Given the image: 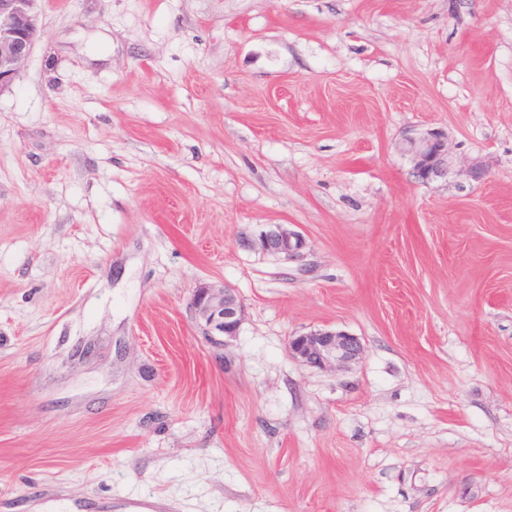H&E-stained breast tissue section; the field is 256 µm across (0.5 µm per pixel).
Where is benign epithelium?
Returning <instances> with one entry per match:
<instances>
[{"mask_svg":"<svg viewBox=\"0 0 512 512\" xmlns=\"http://www.w3.org/2000/svg\"><path fill=\"white\" fill-rule=\"evenodd\" d=\"M40 0H0V91L15 80L22 61L30 54L39 32ZM401 149L412 163L413 173L423 182L448 177L451 161L448 132L431 129L408 134ZM261 249L287 260L303 256L306 240L281 224H269L258 235ZM190 308L202 333L215 341L238 334L244 307L228 288L201 284L193 291ZM359 337L343 330L317 329L288 338V354L305 366L324 370L359 358Z\"/></svg>","mask_w":512,"mask_h":512,"instance_id":"7a95c632","label":"benign epithelium"}]
</instances>
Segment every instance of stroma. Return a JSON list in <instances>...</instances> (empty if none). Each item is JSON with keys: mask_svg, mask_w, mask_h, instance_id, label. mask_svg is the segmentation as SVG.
I'll list each match as a JSON object with an SVG mask.
<instances>
[{"mask_svg": "<svg viewBox=\"0 0 512 512\" xmlns=\"http://www.w3.org/2000/svg\"><path fill=\"white\" fill-rule=\"evenodd\" d=\"M40 8L0 92V512H512V0ZM316 329L361 359H292ZM401 149L412 163L413 173L421 181L448 178L452 165L447 131L431 129L405 135L401 141ZM261 249L270 255L298 260L303 256L306 240L281 224L266 225L258 235ZM190 308L204 336L215 341L234 338L244 320V307L229 288L200 284L193 291ZM359 337L343 330L317 329L288 339V354L305 366L324 370L359 358Z\"/></svg>", "mask_w": 512, "mask_h": 512, "instance_id": "obj_1", "label": "stroma"}]
</instances>
